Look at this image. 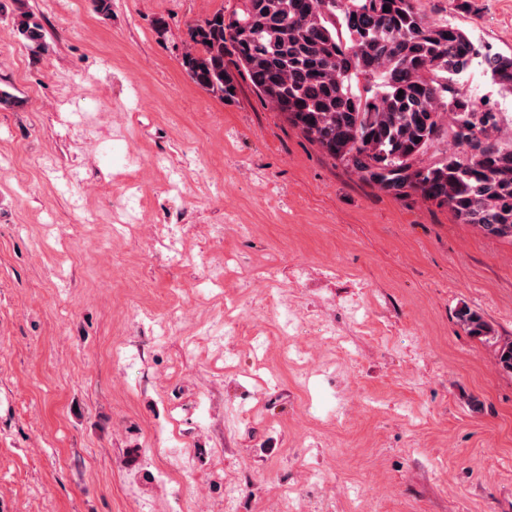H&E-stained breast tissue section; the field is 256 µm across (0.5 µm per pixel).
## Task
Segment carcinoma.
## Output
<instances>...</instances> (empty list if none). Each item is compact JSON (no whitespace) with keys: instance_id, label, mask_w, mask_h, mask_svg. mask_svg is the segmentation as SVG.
I'll return each instance as SVG.
<instances>
[{"instance_id":"obj_1","label":"carcinoma","mask_w":512,"mask_h":512,"mask_svg":"<svg viewBox=\"0 0 512 512\" xmlns=\"http://www.w3.org/2000/svg\"><path fill=\"white\" fill-rule=\"evenodd\" d=\"M16 32L33 55L47 51L27 10ZM183 57L192 81L231 99L233 71L332 159L398 195L448 206L462 223L512 240V141L499 139V113L482 111L449 85L480 50L462 31L425 19L414 0H237L190 29ZM494 84L512 94V54L486 55ZM464 147L431 162L446 137ZM470 336L492 328L464 306ZM496 363L512 371V339Z\"/></svg>"}]
</instances>
